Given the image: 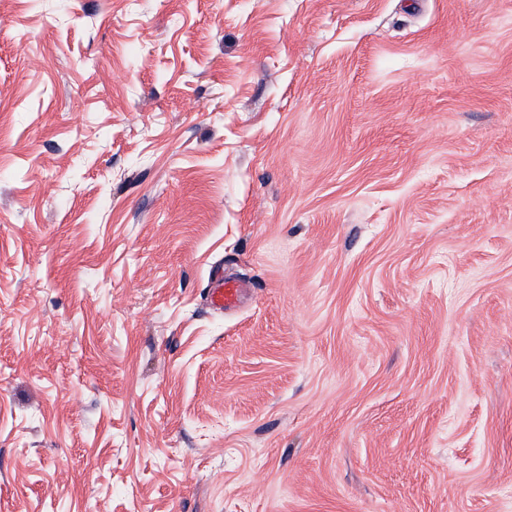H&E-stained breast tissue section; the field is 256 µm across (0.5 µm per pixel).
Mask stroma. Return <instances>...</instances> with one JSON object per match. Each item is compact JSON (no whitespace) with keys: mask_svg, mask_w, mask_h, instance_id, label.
<instances>
[{"mask_svg":"<svg viewBox=\"0 0 512 512\" xmlns=\"http://www.w3.org/2000/svg\"><path fill=\"white\" fill-rule=\"evenodd\" d=\"M0 512H512V0H0ZM246 285L236 278L218 277L208 290L210 304L216 308L230 309L237 305L244 294Z\"/></svg>","mask_w":512,"mask_h":512,"instance_id":"35a3bbf8","label":"stroma"}]
</instances>
